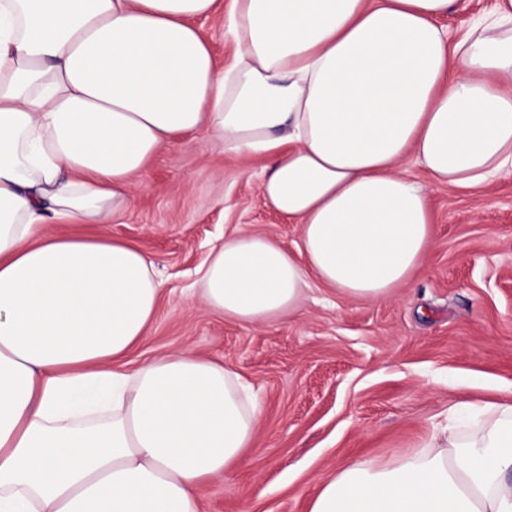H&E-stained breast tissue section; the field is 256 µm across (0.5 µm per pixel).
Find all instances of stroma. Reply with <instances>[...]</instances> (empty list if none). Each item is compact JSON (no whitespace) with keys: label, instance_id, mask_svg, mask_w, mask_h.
Returning a JSON list of instances; mask_svg holds the SVG:
<instances>
[{"label":"stroma","instance_id":"35a3bbf8","mask_svg":"<svg viewBox=\"0 0 512 512\" xmlns=\"http://www.w3.org/2000/svg\"><path fill=\"white\" fill-rule=\"evenodd\" d=\"M270 165L199 131L147 163L131 210L80 227L137 244L162 282L157 317L129 366L188 349L223 362L261 401L252 446L199 486L201 512H309L321 480L416 451L454 404L512 400V174L462 190L410 167L435 224L406 286L364 301L315 280L297 313L244 324L189 293L212 247L236 229L295 249L298 225L260 192Z\"/></svg>","mask_w":512,"mask_h":512}]
</instances>
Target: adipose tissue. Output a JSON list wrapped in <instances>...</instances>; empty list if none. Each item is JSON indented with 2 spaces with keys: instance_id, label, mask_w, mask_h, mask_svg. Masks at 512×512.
<instances>
[{
  "instance_id": "ef3b65f1",
  "label": "adipose tissue",
  "mask_w": 512,
  "mask_h": 512,
  "mask_svg": "<svg viewBox=\"0 0 512 512\" xmlns=\"http://www.w3.org/2000/svg\"><path fill=\"white\" fill-rule=\"evenodd\" d=\"M218 0H0V512H199V485L250 447L259 403L189 352L133 369L161 283L108 224L162 147L199 130L269 155L266 204L295 251L237 231L199 297L228 318L299 310L309 277L393 296L432 242L429 194L512 173V0L461 34L459 0H231L218 66L196 25ZM389 467L352 465L309 512H512V402L468 405Z\"/></svg>"
}]
</instances>
